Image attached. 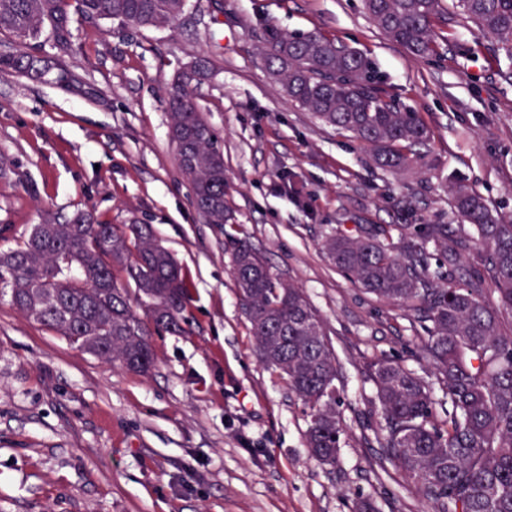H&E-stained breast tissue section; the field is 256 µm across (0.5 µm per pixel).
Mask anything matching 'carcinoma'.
<instances>
[{
    "label": "carcinoma",
    "instance_id": "obj_1",
    "mask_svg": "<svg viewBox=\"0 0 512 512\" xmlns=\"http://www.w3.org/2000/svg\"><path fill=\"white\" fill-rule=\"evenodd\" d=\"M443 0H364L376 27L415 57L435 51L432 19ZM464 19L512 56V0H451ZM188 0H0V73L40 78L37 55L56 50L58 82L89 90L68 68L73 16L117 30L163 29ZM261 51L288 99L323 123L352 133L377 165L401 171L422 158L429 139L418 115L375 85L369 60L319 33L288 34L267 23ZM199 58L178 71L166 92L178 169L205 223L224 226V152L193 88L208 76ZM453 207L463 223L356 224L332 227L323 247L336 267L365 292L400 304L424 324L419 373L390 358L367 363L382 418L385 461L414 482L436 512H512V220L493 213L459 183ZM476 231L471 237L464 225ZM481 265L463 268L472 240ZM232 272L261 361L311 409L305 432L310 456L332 466L344 433L338 410L336 357L322 321L301 289L288 282L246 240H234ZM136 288L142 317L116 270ZM491 283L498 305L483 296ZM80 350L143 375L154 368L153 333L183 331L190 292L178 264L152 226L96 222L84 211L31 225L13 247L0 249V300Z\"/></svg>",
    "mask_w": 512,
    "mask_h": 512
}]
</instances>
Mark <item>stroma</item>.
<instances>
[{"label":"stroma","mask_w":512,"mask_h":512,"mask_svg":"<svg viewBox=\"0 0 512 512\" xmlns=\"http://www.w3.org/2000/svg\"><path fill=\"white\" fill-rule=\"evenodd\" d=\"M363 50L377 80L430 129L424 158L394 175L349 133L292 104L260 55L261 22ZM437 55L411 57L363 0H190L173 27L108 33L74 20L55 75L0 77V248L48 215L154 226L186 277L190 324L152 338L146 376L112 368L0 302V512H433L383 462L368 361L420 369L422 329L326 257L342 224H460L462 182L512 220V58L457 14L435 18ZM197 91L221 135L232 219L205 223L170 139L165 90L194 57ZM248 237L318 311L336 354L345 434L335 466L309 457V409L255 348L232 277L229 237Z\"/></svg>","instance_id":"obj_1"}]
</instances>
